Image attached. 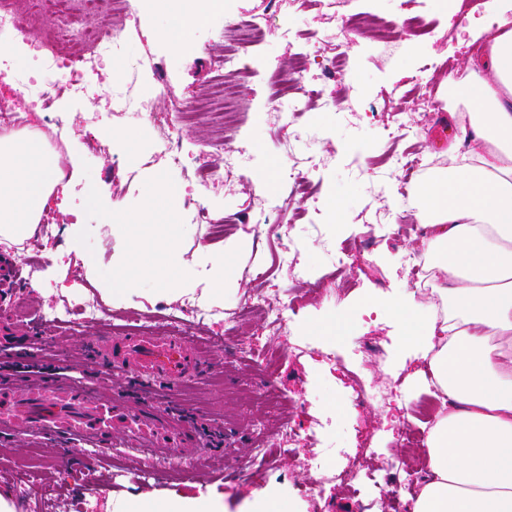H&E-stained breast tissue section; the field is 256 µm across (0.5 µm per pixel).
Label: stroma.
Returning <instances> with one entry per match:
<instances>
[{
	"label": "stroma",
	"instance_id": "obj_1",
	"mask_svg": "<svg viewBox=\"0 0 512 512\" xmlns=\"http://www.w3.org/2000/svg\"><path fill=\"white\" fill-rule=\"evenodd\" d=\"M489 3L475 0L454 21L443 0H338L333 9L319 0H226L205 24L180 33L174 30L170 0H140L136 12L125 16L128 38L112 67L122 78H134L132 93L146 113L105 120L99 139L88 140L82 129L107 109L116 82L101 78L78 101L59 97L56 105L68 131L60 158L77 154L83 174L65 176L66 193H54L43 214L52 236L21 245L0 242V257L52 261L40 289L23 279L0 296V321H9L13 302H27L34 318L18 328L33 339L31 360L53 358L68 368L70 382L89 386L94 396L103 387L126 391L129 379L81 361L83 337L134 328L159 331L161 318L181 315L188 299L229 312L265 284L286 306V321L274 338L263 336L261 315L240 321L229 342L250 344L251 350L239 357L226 355L219 342L223 321L179 326V333L203 341L209 369L197 380L198 396L188 400L156 390L148 398L161 408L177 404L224 430L223 447L201 448L188 469L160 465L149 477H140L141 452L121 446L98 453L85 470L53 468L55 439L20 430L0 438V497L13 512H157L176 495L203 504L221 501L223 512H250L260 493L281 499L291 512H353L350 488L316 487L303 461L314 454L336 467L341 452H359L370 468H377L382 457L399 448L402 426L416 421L415 405L429 394L428 362L402 351L401 322L387 304L394 295L412 291L407 258L423 250L420 235L397 231L403 216L418 213L419 198L401 195L392 157L407 148L429 160L438 157L430 131L438 122H451L459 107L442 88L447 65L455 63L462 73L470 58L482 54L497 27L487 17ZM359 11L367 13L369 24L356 35L343 28L341 18ZM233 16L257 18L271 31L256 73L239 78L240 125L220 130L200 121L170 127L184 148L182 167H171L150 115L170 110L175 97L190 105L211 96L214 58L240 50L238 32L228 25ZM414 16L429 22L428 35L379 42L381 27ZM219 29L224 32L220 40L215 37ZM303 45L310 49L307 94L330 93L335 103L289 117L270 110L271 90L262 75L287 73ZM338 50L344 59L335 87L323 79L322 64ZM424 76L435 84L441 101L437 110L416 102ZM400 126L404 138L391 139ZM218 139L250 163L241 175L204 187L199 160L220 162L210 148ZM292 158L310 170L303 216L267 205L270 197L288 196L283 173ZM268 167L277 173L272 187L254 178ZM158 181L172 191L173 207L151 196ZM93 188L100 192L95 205L87 201ZM114 202L125 209V221H109ZM334 203L342 207L343 223H336L330 211ZM145 212L151 223L172 226L177 254L189 271L180 287L171 289L150 277L132 288L112 283L114 270L128 260L124 226ZM215 221L221 222V232H213ZM73 224L82 230L77 244L68 232ZM340 248L349 257L338 278L328 258ZM221 265L231 273L216 290L209 279ZM80 298L101 305L103 319H43L48 307ZM363 340L375 350L362 357L354 349ZM271 352L284 355L274 388L289 404L286 414L298 433L293 441L277 434V409L251 399L262 386L261 362ZM370 384L389 389L385 403L358 402L357 392ZM260 445L267 450L268 472L258 485L246 472Z\"/></svg>",
	"mask_w": 512,
	"mask_h": 512
}]
</instances>
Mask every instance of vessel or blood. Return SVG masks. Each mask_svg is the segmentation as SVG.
<instances>
[{
  "label": "vessel or blood",
  "instance_id": "b4317fda",
  "mask_svg": "<svg viewBox=\"0 0 512 512\" xmlns=\"http://www.w3.org/2000/svg\"><path fill=\"white\" fill-rule=\"evenodd\" d=\"M81 354L105 370L130 374L144 389L157 383L178 389L205 368L200 340L177 333L122 331L90 337ZM17 428L97 451L112 449L119 437L124 446L148 452L154 464L194 461L201 440L197 424L150 403L107 394L92 400L85 387L53 378L29 381L21 393L0 381V432Z\"/></svg>",
  "mask_w": 512,
  "mask_h": 512
}]
</instances>
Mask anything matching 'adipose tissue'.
<instances>
[{
    "label": "adipose tissue",
    "mask_w": 512,
    "mask_h": 512,
    "mask_svg": "<svg viewBox=\"0 0 512 512\" xmlns=\"http://www.w3.org/2000/svg\"><path fill=\"white\" fill-rule=\"evenodd\" d=\"M450 86L468 105L467 149L416 188L443 282L428 302H393L401 348L428 358L441 401L411 512H512V29ZM62 179L40 136H1L0 238L35 237Z\"/></svg>",
    "instance_id": "obj_1"
}]
</instances>
